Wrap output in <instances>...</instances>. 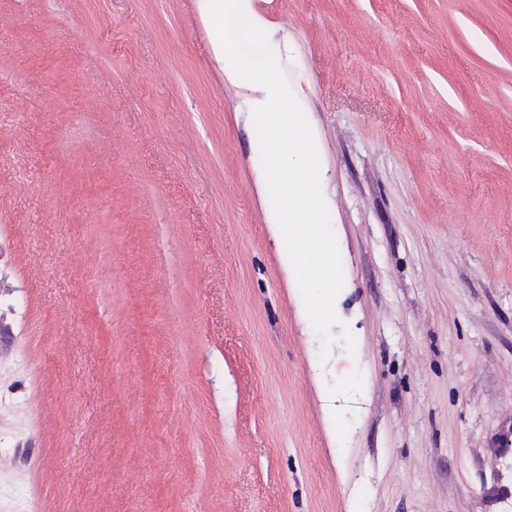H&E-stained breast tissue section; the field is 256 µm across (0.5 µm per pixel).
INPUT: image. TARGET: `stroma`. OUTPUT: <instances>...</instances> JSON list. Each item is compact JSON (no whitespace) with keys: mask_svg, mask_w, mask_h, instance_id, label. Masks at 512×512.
I'll return each instance as SVG.
<instances>
[{"mask_svg":"<svg viewBox=\"0 0 512 512\" xmlns=\"http://www.w3.org/2000/svg\"><path fill=\"white\" fill-rule=\"evenodd\" d=\"M253 5L325 360L209 0H0V512H512V0Z\"/></svg>","mask_w":512,"mask_h":512,"instance_id":"1","label":"stroma"}]
</instances>
